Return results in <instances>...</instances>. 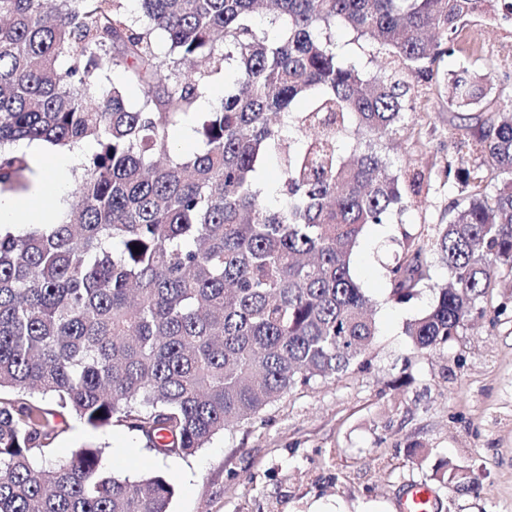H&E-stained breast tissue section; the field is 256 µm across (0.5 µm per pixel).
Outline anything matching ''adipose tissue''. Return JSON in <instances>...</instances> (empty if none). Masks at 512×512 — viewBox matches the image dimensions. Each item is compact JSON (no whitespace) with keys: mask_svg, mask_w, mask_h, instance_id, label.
<instances>
[{"mask_svg":"<svg viewBox=\"0 0 512 512\" xmlns=\"http://www.w3.org/2000/svg\"><path fill=\"white\" fill-rule=\"evenodd\" d=\"M36 170L35 184L26 196L17 198L0 194V224H53L58 219L56 208L44 207L45 199L62 201L65 187L61 176L83 161L81 151L49 152L47 145L34 144L28 149Z\"/></svg>","mask_w":512,"mask_h":512,"instance_id":"adipose-tissue-1","label":"adipose tissue"}]
</instances>
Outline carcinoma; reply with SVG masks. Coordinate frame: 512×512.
Instances as JSON below:
<instances>
[{
    "mask_svg": "<svg viewBox=\"0 0 512 512\" xmlns=\"http://www.w3.org/2000/svg\"><path fill=\"white\" fill-rule=\"evenodd\" d=\"M138 2L145 24L124 0H0V192L27 188L20 142L96 143L59 223L0 225V391L17 393L0 397V512H169L174 476L132 481L104 466L102 446L55 455L66 417L185 458L366 354L376 325L354 252L428 185L414 167L393 172L378 139L405 125L415 88L486 0ZM338 24L386 55L372 78L339 59ZM228 67L224 98L197 111ZM115 68L143 87L141 104L117 85L100 92ZM510 80L462 67L448 107L468 112ZM487 112L448 129V151L474 157L445 170L458 185L448 223L403 231L386 264L397 302L432 263L451 272L406 323L416 353L447 345L512 271V99ZM188 120L199 148L184 156L168 131ZM432 479L479 488L449 461Z\"/></svg>",
    "mask_w": 512,
    "mask_h": 512,
    "instance_id": "obj_1",
    "label": "carcinoma"
}]
</instances>
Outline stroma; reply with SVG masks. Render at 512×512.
I'll use <instances>...</instances> for the list:
<instances>
[{"instance_id": "stroma-1", "label": "stroma", "mask_w": 512, "mask_h": 512, "mask_svg": "<svg viewBox=\"0 0 512 512\" xmlns=\"http://www.w3.org/2000/svg\"><path fill=\"white\" fill-rule=\"evenodd\" d=\"M511 51V21L488 13L465 25L458 50L420 86L411 130L385 150L392 169L413 163L431 178L401 224L365 229L353 257L377 328L362 366L290 391L184 460L154 456L124 428L94 431L75 419L58 454L102 444L106 466L121 474L172 472L171 512H401L410 487L431 483L433 465L448 459L481 487L431 483L438 512H512V272L499 273L445 347L416 354L405 326L435 294L424 287L407 302L391 299L375 254L401 230L428 233L447 222L457 190L441 172L472 162L448 154L449 75L463 66L485 71Z\"/></svg>"}]
</instances>
